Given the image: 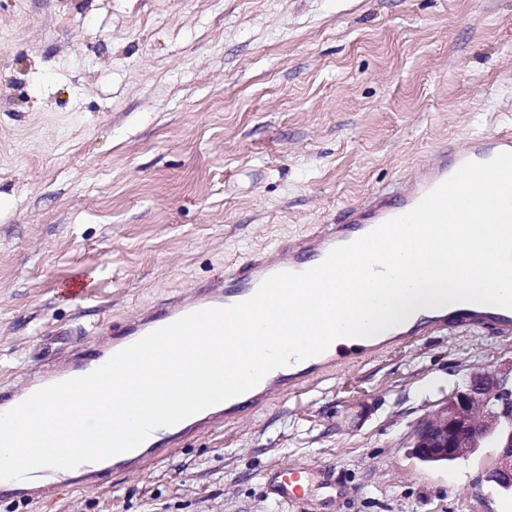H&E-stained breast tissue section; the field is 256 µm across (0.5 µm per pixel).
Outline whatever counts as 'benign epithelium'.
Returning <instances> with one entry per match:
<instances>
[{
  "label": "benign epithelium",
  "instance_id": "1",
  "mask_svg": "<svg viewBox=\"0 0 512 512\" xmlns=\"http://www.w3.org/2000/svg\"><path fill=\"white\" fill-rule=\"evenodd\" d=\"M492 436L499 453L488 479L512 485V389L495 373H476L454 392L440 414L419 428L414 454L436 460L466 458Z\"/></svg>",
  "mask_w": 512,
  "mask_h": 512
}]
</instances>
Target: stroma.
Wrapping results in <instances>:
<instances>
[{
  "instance_id": "obj_1",
  "label": "stroma",
  "mask_w": 512,
  "mask_h": 512,
  "mask_svg": "<svg viewBox=\"0 0 512 512\" xmlns=\"http://www.w3.org/2000/svg\"><path fill=\"white\" fill-rule=\"evenodd\" d=\"M505 126L512 0H0V377ZM483 372L512 384V337L427 336L135 478L0 512H276L265 475L323 458L335 512H504L492 441L412 453Z\"/></svg>"
}]
</instances>
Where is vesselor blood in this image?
Returning a JSON list of instances; mask_svg holds the SVG:
<instances>
[{
	"instance_id": "b4317fda",
	"label": "vessel or blood",
	"mask_w": 512,
	"mask_h": 512,
	"mask_svg": "<svg viewBox=\"0 0 512 512\" xmlns=\"http://www.w3.org/2000/svg\"><path fill=\"white\" fill-rule=\"evenodd\" d=\"M502 152H512L511 128L469 136L427 157L400 176L392 188L375 190L365 200L298 238L252 253L230 274L194 284L156 304L135 309L113 327L75 326V333L83 338L79 347L51 352L43 363L24 371L21 378L0 381V412L10 410L42 387L90 373L115 353L190 312L244 301L276 273L303 272L319 265L333 248L349 244L412 210L464 162H486ZM462 331H490L499 336H512V308L453 303L396 326L386 343L400 345L421 336L443 332L453 336ZM378 350V345L370 343L330 345L318 355L266 374L255 387L241 395L175 425L154 430L130 451L69 470V486L73 489L99 486L104 472L110 468L133 477L147 464L166 459L185 440L238 424L269 401L287 397L313 381L365 361ZM59 476V470L47 468L32 471L26 480H0V497L26 503L45 498L59 488ZM335 476V462L321 459L310 466L277 469L271 478V488L277 504L288 506L292 512H306L305 494L309 491H325V505L335 503Z\"/></svg>"
}]
</instances>
